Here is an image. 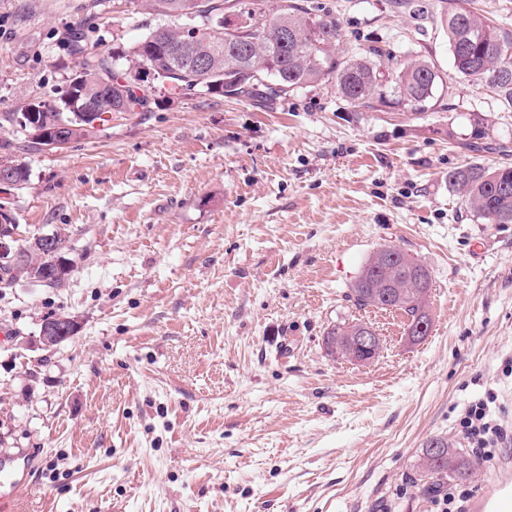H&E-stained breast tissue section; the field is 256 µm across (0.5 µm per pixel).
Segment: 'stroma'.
Here are the masks:
<instances>
[{
  "mask_svg": "<svg viewBox=\"0 0 512 512\" xmlns=\"http://www.w3.org/2000/svg\"><path fill=\"white\" fill-rule=\"evenodd\" d=\"M307 2L344 51L432 63L426 111L355 108L329 82L268 109L148 81L157 108L61 149L24 150L0 122L30 170L0 204L23 238L67 232L75 259L62 287L0 288V464L30 458L20 512H432L426 442L465 449L455 415L489 387L512 415V224L448 186L503 162L512 109L455 69L448 0ZM163 22L138 0H0V113L59 99L71 26L109 50ZM384 245L431 274L420 340L349 296ZM58 315L79 333L13 342ZM358 320L382 337L365 365L326 343Z\"/></svg>",
  "mask_w": 512,
  "mask_h": 512,
  "instance_id": "stroma-1",
  "label": "stroma"
}]
</instances>
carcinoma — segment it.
<instances>
[{
  "mask_svg": "<svg viewBox=\"0 0 512 512\" xmlns=\"http://www.w3.org/2000/svg\"><path fill=\"white\" fill-rule=\"evenodd\" d=\"M256 12L243 10L248 23L230 31L224 28L226 0H142L150 11L169 16L177 23L153 28L128 48L100 51L85 29L76 27L66 45L76 60L77 80L69 83L54 104H28L24 130L31 148H41L33 137L37 130L50 135L64 133L70 143L92 136L105 124L108 114L150 112L156 100L143 89L140 75L179 91L204 90L211 94L259 98L273 103L288 93L325 80H333L336 92L356 107L379 109L393 105L423 112L432 98L440 75L426 60L395 62L382 71L385 53L379 47L340 56L336 46L342 37L336 19L311 12L296 0H265ZM448 45L458 72L479 82L494 99L512 108V79L497 80L498 73H512V28L498 25L466 7H448ZM195 36L194 53L205 67L177 53L185 39ZM13 186L28 183V170L7 157ZM449 187L477 218L488 224H512V164L494 169L467 165L448 175ZM35 267L0 265L9 280L27 279L37 271L42 285L59 288L75 270L72 258L34 253ZM432 278L429 270L401 249L385 245L364 261L353 282L351 298L357 307L399 311L422 322L426 336L431 328L427 310ZM360 323L331 329L327 343L343 354L351 348ZM433 441L442 448L432 453L425 447L419 469L426 479L425 491L435 492L448 479L467 481L476 476L474 465L445 437Z\"/></svg>",
  "mask_w": 512,
  "mask_h": 512,
  "instance_id": "cac0c4a2",
  "label": "carcinoma"
}]
</instances>
